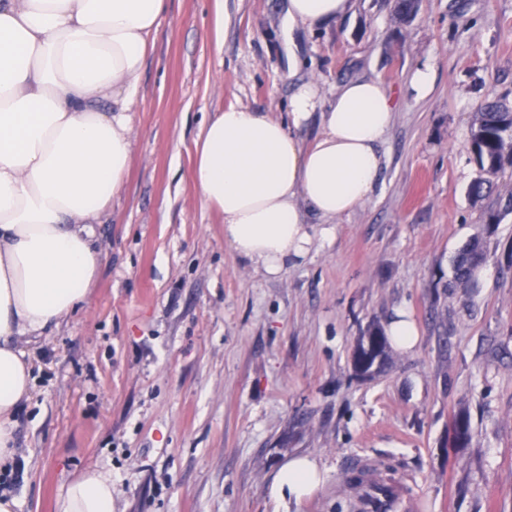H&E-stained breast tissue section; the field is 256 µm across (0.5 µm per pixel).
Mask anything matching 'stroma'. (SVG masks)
<instances>
[{
	"mask_svg": "<svg viewBox=\"0 0 512 512\" xmlns=\"http://www.w3.org/2000/svg\"><path fill=\"white\" fill-rule=\"evenodd\" d=\"M361 77L393 100L372 200L281 275L254 272L193 185L199 130L231 104L283 113L299 84L328 97ZM489 98L512 105V0H419L407 20L393 0H349L311 31L288 29L284 0H167L133 161L94 227L98 277L58 328L20 341L34 393L0 470L16 512H55L89 470L111 479L114 512H351L342 479L360 457L410 475L415 512H512V171L468 194ZM475 235L484 276L451 287ZM399 309L418 343L358 375V338ZM297 456L320 486L273 498Z\"/></svg>",
	"mask_w": 512,
	"mask_h": 512,
	"instance_id": "1",
	"label": "stroma"
}]
</instances>
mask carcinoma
Returning a JSON list of instances; mask_svg holds the SVG:
<instances>
[{
    "instance_id": "obj_1",
    "label": "carcinoma",
    "mask_w": 512,
    "mask_h": 512,
    "mask_svg": "<svg viewBox=\"0 0 512 512\" xmlns=\"http://www.w3.org/2000/svg\"><path fill=\"white\" fill-rule=\"evenodd\" d=\"M470 141L479 176L471 183L469 195L473 202L479 203L492 192L488 176L512 166V107L508 108L495 99L485 102L476 113ZM483 262V248L475 238L455 258V287L474 286L477 282L476 270Z\"/></svg>"
}]
</instances>
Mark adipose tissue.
I'll return each mask as SVG.
<instances>
[{
    "label": "adipose tissue",
    "mask_w": 512,
    "mask_h": 512,
    "mask_svg": "<svg viewBox=\"0 0 512 512\" xmlns=\"http://www.w3.org/2000/svg\"><path fill=\"white\" fill-rule=\"evenodd\" d=\"M348 5L287 0L286 20L311 30ZM165 8L166 0H0V464L14 458L13 418L30 399L19 341L57 327L100 270L93 226L132 162L129 111ZM314 121L321 133L304 143ZM392 121L376 78L350 81L328 100L302 84L284 118L228 106L200 130L192 181L222 214L236 255L274 277L372 198ZM320 478L314 460L295 457L273 491L299 501ZM112 507V481L94 470L56 502V512Z\"/></svg>",
    "instance_id": "ef3b65f1"
}]
</instances>
